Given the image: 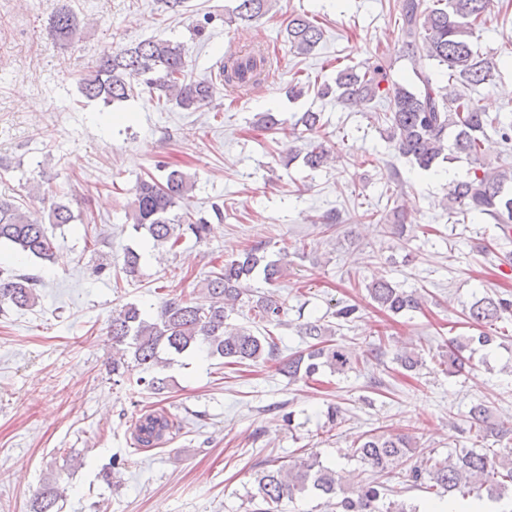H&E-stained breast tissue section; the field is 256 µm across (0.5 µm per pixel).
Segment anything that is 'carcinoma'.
<instances>
[{"label":"carcinoma","instance_id":"obj_1","mask_svg":"<svg viewBox=\"0 0 512 512\" xmlns=\"http://www.w3.org/2000/svg\"><path fill=\"white\" fill-rule=\"evenodd\" d=\"M232 14L240 21H254L269 11L272 0H236ZM492 0H398L395 23L401 35L403 52L411 64L416 82L404 85L391 78L376 63L346 66L337 70L334 84L324 83L320 94L336 95L340 102L361 99L384 103L376 119L387 125L388 139L398 155L429 170L441 162L452 163L464 157L472 167L449 185V212L457 210L496 225L500 232L512 226V168H492L480 159L482 140L492 130L506 144L512 143V118L505 120L483 111L467 90L488 84L495 78L496 63L474 50V30L490 14ZM49 33L61 42H72L81 33V21L74 11L61 6L48 21ZM289 49L308 55L320 42L322 28L306 15L296 14L285 28ZM445 70L447 84L432 79L431 68ZM269 76L268 60L261 51L233 53L224 57L213 78H194L189 72L188 55L180 42L150 38L118 46L103 53L81 75L80 92L88 100L109 106L134 95L136 88L151 99L173 103L182 110L196 112L208 106L216 84L236 89L260 83ZM330 151L322 144L303 156L304 166L316 170L329 161ZM162 176L139 180L132 190L127 217L137 232H144L153 246L174 248L189 231L201 239L208 220L190 211L173 213L194 187L191 177L166 163L158 165ZM75 221L70 206L54 201L49 206L48 223L60 226ZM5 240L23 253L39 259H52V243L43 222L31 218L10 199L0 198V241ZM142 255L129 249L123 257L125 278L141 274ZM286 272L283 259L267 256L261 246L245 250L237 258L211 273L201 296L168 298L161 302L156 317H148L140 306L128 302L112 311L108 335L115 345L125 346L124 354L112 359V375L123 377L131 366L149 373L139 381L155 394L168 389V378L161 371L169 365L162 354L184 355L203 349L226 365L272 362L290 379H311L327 371L346 376L358 361L330 337L334 326L320 319L299 324L298 333L311 340L308 348L286 358L280 356L278 337L267 329L260 333L249 326L228 323V312L247 303L259 320L277 328L287 310L288 300L273 295H256L251 283L257 278L273 285ZM368 293L377 306L400 314L421 308L415 293L385 278L368 284ZM36 279L0 268V307L18 309L36 305ZM512 308V301L490 296L474 301L468 319L478 334L452 340L448 354V374L471 366L463 352L489 350L495 337L483 331ZM394 361L406 371L423 365L416 349L397 353ZM476 436L483 439L512 434L492 421L491 409L482 403L469 414ZM173 422L161 411L142 414L135 426L140 448H156L171 434ZM412 448L409 437L401 434L370 433L351 448L352 456L370 469V475L353 489L341 487L336 469L323 465L312 455L286 468H264L256 473L255 493L250 495V512H277L283 499L316 495L325 503L336 501L337 512H419V507L395 499L398 491L384 484L392 463ZM409 482L438 494L500 500L512 483V453L496 460L483 448H461L443 459L422 458L409 471ZM62 493L57 484L46 483L31 504V512H60Z\"/></svg>","mask_w":512,"mask_h":512}]
</instances>
